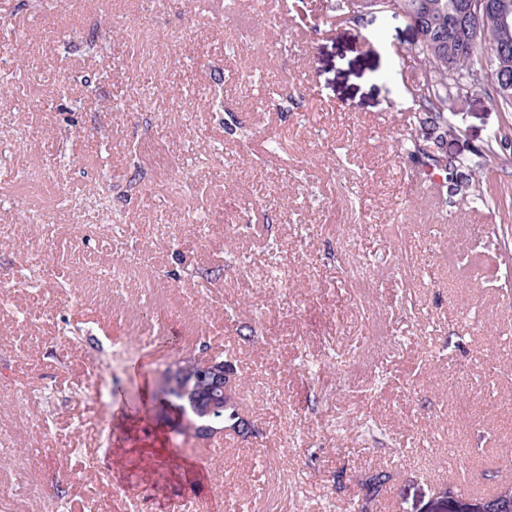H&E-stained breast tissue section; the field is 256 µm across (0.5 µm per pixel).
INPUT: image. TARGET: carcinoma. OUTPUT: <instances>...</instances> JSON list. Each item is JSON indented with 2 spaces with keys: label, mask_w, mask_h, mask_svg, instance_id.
<instances>
[{
  "label": "carcinoma",
  "mask_w": 512,
  "mask_h": 512,
  "mask_svg": "<svg viewBox=\"0 0 512 512\" xmlns=\"http://www.w3.org/2000/svg\"><path fill=\"white\" fill-rule=\"evenodd\" d=\"M469 0H343L338 10L348 14L360 9H378L398 14L420 27V40L408 51V57L423 65L428 72L425 81L413 87L412 99L424 111L416 117L417 135L409 147L425 155L435 173L441 175L465 165L443 151V138L448 127V88L456 91L472 88L483 52L480 45L489 43L490 68L486 78L497 87V105L512 111V95L503 94V85L512 83V28L502 27L493 15L478 23L467 15ZM487 150L503 162L512 157V127L504 126L490 136ZM471 202L482 205L490 201L486 179L478 177L467 192ZM210 390L199 382L190 392L157 387L156 401L175 409L189 408V400L197 396L208 401ZM387 481L384 474L369 477L361 503L354 504L356 512H369V505L380 495Z\"/></svg>",
  "instance_id": "carcinoma-1"
}]
</instances>
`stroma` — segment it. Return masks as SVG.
<instances>
[{
    "instance_id": "35a3bbf8",
    "label": "stroma",
    "mask_w": 512,
    "mask_h": 512,
    "mask_svg": "<svg viewBox=\"0 0 512 512\" xmlns=\"http://www.w3.org/2000/svg\"><path fill=\"white\" fill-rule=\"evenodd\" d=\"M416 40L300 0H0V512H350L377 472L371 512H446L443 491L512 487V206L468 202L472 166L428 186L394 151ZM496 96H449V155L473 165L512 124ZM202 353L231 357L257 426L209 457L152 399ZM134 446L148 480L125 490L111 451Z\"/></svg>"
}]
</instances>
